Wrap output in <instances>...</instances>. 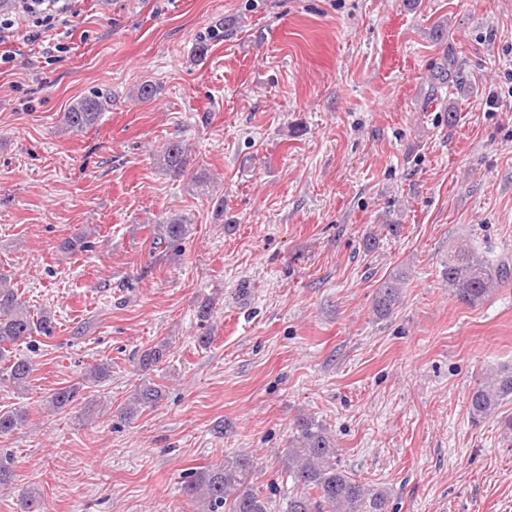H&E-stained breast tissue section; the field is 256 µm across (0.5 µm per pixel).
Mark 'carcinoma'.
<instances>
[{
    "instance_id": "carcinoma-1",
    "label": "carcinoma",
    "mask_w": 512,
    "mask_h": 512,
    "mask_svg": "<svg viewBox=\"0 0 512 512\" xmlns=\"http://www.w3.org/2000/svg\"><path fill=\"white\" fill-rule=\"evenodd\" d=\"M109 97L99 92L86 95L72 103L63 113L62 129L79 133L96 124L106 111ZM158 165L174 175L185 176L190 160L187 150L178 140L163 144L157 153ZM190 174V173H188ZM191 183L205 192L208 177L190 174ZM191 222L180 215L171 216L154 227L152 244L171 248L186 239ZM95 242L85 234L67 240L61 246L65 252L91 251ZM442 278L448 290L461 303L476 306L493 292L512 281V264L494 263L468 244L448 249ZM405 275L393 273L377 288L373 313L378 318L389 316L398 307ZM55 324L47 311H34L22 300L18 285L11 276L0 273V383L23 388L33 374L32 362L12 356L13 350L32 342L35 336L50 337ZM167 356V345L146 349L140 357L141 370H149ZM82 384L58 389L49 397L50 404L63 409L77 400ZM161 390L143 385L135 392L133 401L123 414L132 415L138 409L156 404ZM507 402H512V368H503L472 389L468 398V414L472 422H481L494 415ZM28 421L27 410L15 407L0 409V435L8 434ZM254 461L246 455L224 460V464L197 471L188 476L182 491L188 497H202L203 512H271L270 500L252 484ZM285 473L297 488L288 497L286 512H388L389 500L383 493L369 489L355 475L336 464V443L326 428L313 417L300 418L288 441L285 453Z\"/></svg>"
}]
</instances>
